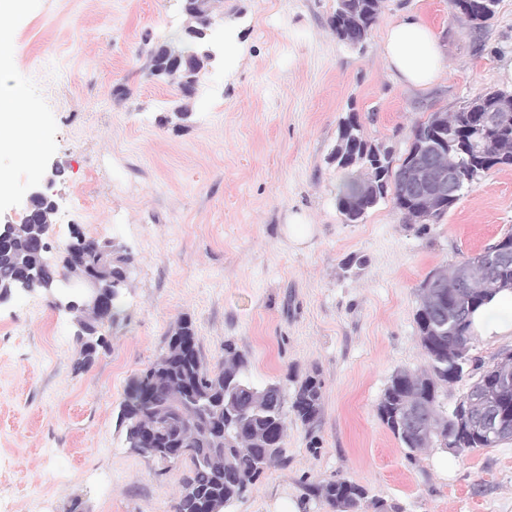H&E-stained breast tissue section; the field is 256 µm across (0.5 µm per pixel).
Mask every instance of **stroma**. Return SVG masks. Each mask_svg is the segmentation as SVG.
<instances>
[{"mask_svg": "<svg viewBox=\"0 0 512 512\" xmlns=\"http://www.w3.org/2000/svg\"><path fill=\"white\" fill-rule=\"evenodd\" d=\"M335 10L336 0H219L218 56L183 128L163 121L176 87L142 76L139 56L144 39L181 31L179 0H25L9 19L0 67L25 90L44 153L36 165L0 155L11 183L0 224L20 221L31 190L48 184L58 207L47 259L78 227L122 246L134 267L109 350L81 371L74 313L41 291L0 302V512H67L75 498L87 512H173L185 465L163 469L126 448L120 413L128 382L184 317L207 366L229 339L254 380L286 397L308 372L323 380L318 426L289 422L283 463L230 512H271L284 497L332 512L305 486L336 478L399 512H512V442L411 461L376 415L394 371L424 363L421 281L512 229V167L482 173L423 231L389 198L344 223V172L329 159L348 113L399 160L431 113L512 93V0L481 30L448 0H384L361 50L336 38ZM403 11L446 44L448 76L424 92L395 83L381 55ZM230 20L238 54L224 39ZM293 213L316 226L302 247L282 230Z\"/></svg>", "mask_w": 512, "mask_h": 512, "instance_id": "obj_1", "label": "stroma"}]
</instances>
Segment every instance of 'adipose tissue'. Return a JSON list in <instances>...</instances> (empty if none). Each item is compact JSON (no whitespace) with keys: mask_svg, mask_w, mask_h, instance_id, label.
Masks as SVG:
<instances>
[{"mask_svg":"<svg viewBox=\"0 0 512 512\" xmlns=\"http://www.w3.org/2000/svg\"><path fill=\"white\" fill-rule=\"evenodd\" d=\"M381 53L388 72L403 86L425 89L446 76L445 47L419 14L404 12L391 21L383 36ZM25 98L22 89L0 81V154H16L32 161L36 158V130L20 120ZM470 319L475 334H512V289L495 293L472 312Z\"/></svg>","mask_w":512,"mask_h":512,"instance_id":"ef3b65f1","label":"adipose tissue"}]
</instances>
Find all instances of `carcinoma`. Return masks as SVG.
I'll return each instance as SVG.
<instances>
[{"instance_id": "obj_1", "label": "carcinoma", "mask_w": 512, "mask_h": 512, "mask_svg": "<svg viewBox=\"0 0 512 512\" xmlns=\"http://www.w3.org/2000/svg\"><path fill=\"white\" fill-rule=\"evenodd\" d=\"M216 2L181 0L188 19L181 35L145 51L143 70L147 75L176 84L186 99L173 110L182 122L190 119L187 101L196 95L203 71L214 59L208 32L212 30ZM497 2L450 0V6L481 30L494 18ZM382 3L341 0L331 19L336 37L345 44L354 37L367 39L380 18ZM492 109L508 119L486 128L484 144L476 150L468 143L469 128L484 124ZM383 151L382 145L365 139L356 113L339 123L331 159L345 171L337 198L344 223H360L369 210L390 195L404 223L419 221L425 230L456 204L450 199L438 208L428 197L408 190L399 177L400 168H391L392 155L384 156L383 164L375 166L376 154ZM430 153L457 176L463 193L481 173L512 165V94L492 91L454 112L431 113L412 130L409 156L414 160ZM34 211L32 220L10 227L0 242V295L24 286L47 293L58 278L71 271L107 283L103 295L111 302L112 310L85 301L73 307L78 322L76 369L83 370L109 347L106 331L118 322L122 312L133 258L112 241L87 237L75 247L65 245L58 261L51 263L44 253L34 250L31 240L48 227L54 207L49 198L39 197L34 200ZM476 268L477 257H468L432 270L421 282L415 322L424 364L395 371L376 404L378 419L406 448L410 460L428 448L446 449L450 442L463 455L512 441V433L490 443L479 434L456 430V410L445 409L441 402L448 385L463 378L456 361L469 352V317L488 298L476 281L465 289L457 288L467 271ZM437 274L445 284L438 289L444 301L441 313L426 304V285ZM193 335L192 322L180 319L166 337L160 358L131 379L122 403L121 426L130 450H135L133 439L149 430L156 433L154 460L164 463L170 458L187 464L174 512H224L244 498L266 470L283 461L282 444L288 429L286 399L280 383L253 381L247 352L230 341L224 342V359L213 369L203 364L198 353L192 360L183 361L180 338ZM322 389L320 374L313 371L297 381L294 391L291 412L295 420L311 429L320 418ZM408 400L431 409L420 434L400 421L401 409ZM307 491L334 512H362L368 499L366 488L345 479L310 483Z\"/></svg>"}]
</instances>
